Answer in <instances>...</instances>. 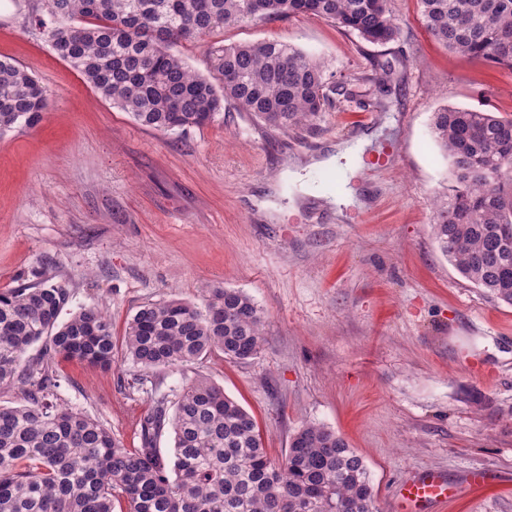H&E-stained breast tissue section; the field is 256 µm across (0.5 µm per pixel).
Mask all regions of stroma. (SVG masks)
I'll list each match as a JSON object with an SVG mask.
<instances>
[{
  "label": "stroma",
  "mask_w": 512,
  "mask_h": 512,
  "mask_svg": "<svg viewBox=\"0 0 512 512\" xmlns=\"http://www.w3.org/2000/svg\"><path fill=\"white\" fill-rule=\"evenodd\" d=\"M44 0H0V57L46 87L33 128L0 137V289L65 284L104 309L115 344L140 306L201 303L240 289L265 317L262 351L245 363L215 351L141 377L58 367V404L105 424L130 449L155 392L204 376L255 419L284 461L304 423L336 431L364 461L377 512L426 469L493 486L460 487L441 512H512V306L464 280L432 232L448 162L430 130L444 105L512 116V73L448 51L417 0H394L401 34L384 46L301 15L228 28L183 44L210 72L213 44L278 40L324 60L345 93L319 130L283 133L234 109L201 127L147 129L103 99L52 51L33 22ZM361 145L351 204L313 197L314 163ZM479 358L486 377L464 362Z\"/></svg>",
  "instance_id": "stroma-1"
}]
</instances>
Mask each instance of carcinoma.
Masks as SVG:
<instances>
[{
	"label": "carcinoma",
	"mask_w": 512,
	"mask_h": 512,
	"mask_svg": "<svg viewBox=\"0 0 512 512\" xmlns=\"http://www.w3.org/2000/svg\"><path fill=\"white\" fill-rule=\"evenodd\" d=\"M33 18L53 51L141 126L203 127L230 107L281 132L315 130L333 73L280 41L211 49V75L192 71L177 47L226 27L312 15L374 45L397 40L391 0H45ZM430 34L448 50L512 72V0H419ZM45 88L0 58V136L36 126ZM431 129L448 159L452 194L433 232L459 275L512 305V117L444 106ZM60 283L0 290V386L23 403L0 406V512H375L370 474L336 432L309 423L271 460L253 417L200 377L175 399L154 396L131 450L103 423L51 401L58 361L109 369L106 313L84 307L66 320ZM264 315L244 291L213 288L197 306L179 299L141 306L127 323L124 357L143 376L186 366L214 350L246 362L263 348ZM44 351L28 358L34 344ZM173 434L171 457L157 441Z\"/></svg>",
	"instance_id": "cac0c4a2"
}]
</instances>
